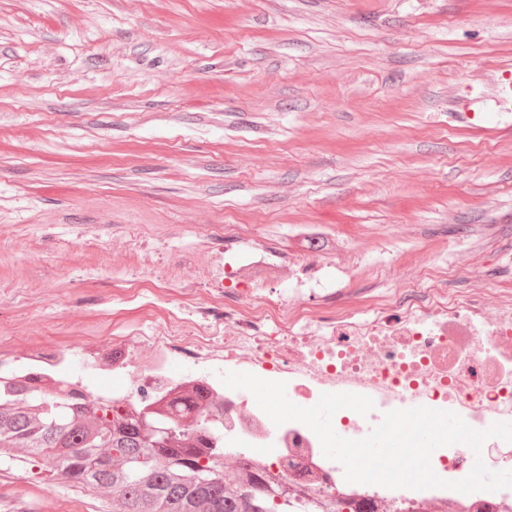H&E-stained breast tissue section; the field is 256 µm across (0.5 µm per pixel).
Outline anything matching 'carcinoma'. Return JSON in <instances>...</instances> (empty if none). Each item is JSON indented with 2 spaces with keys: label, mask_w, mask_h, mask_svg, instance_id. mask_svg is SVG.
I'll return each mask as SVG.
<instances>
[{
  "label": "carcinoma",
  "mask_w": 512,
  "mask_h": 512,
  "mask_svg": "<svg viewBox=\"0 0 512 512\" xmlns=\"http://www.w3.org/2000/svg\"><path fill=\"white\" fill-rule=\"evenodd\" d=\"M60 399L0 385V455L23 450L40 467L112 496L115 512H294L288 489L261 469L224 465V439L175 414L121 411L112 396L70 382Z\"/></svg>",
  "instance_id": "obj_1"
}]
</instances>
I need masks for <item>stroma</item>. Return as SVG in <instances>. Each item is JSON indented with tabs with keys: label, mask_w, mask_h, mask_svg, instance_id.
I'll return each instance as SVG.
<instances>
[{
	"label": "stroma",
	"mask_w": 512,
	"mask_h": 512,
	"mask_svg": "<svg viewBox=\"0 0 512 512\" xmlns=\"http://www.w3.org/2000/svg\"><path fill=\"white\" fill-rule=\"evenodd\" d=\"M312 232L358 312L435 262L512 290V0H0V355L111 390L78 338ZM0 512L112 499L18 450Z\"/></svg>",
	"instance_id": "stroma-1"
}]
</instances>
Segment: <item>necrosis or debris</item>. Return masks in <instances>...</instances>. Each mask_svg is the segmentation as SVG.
<instances>
[{"label": "necrosis or debris", "instance_id": "4bbe7bcc", "mask_svg": "<svg viewBox=\"0 0 512 512\" xmlns=\"http://www.w3.org/2000/svg\"><path fill=\"white\" fill-rule=\"evenodd\" d=\"M292 267L298 286L286 299H272L261 280L214 288L207 301L174 308L150 332L83 344L78 352L96 373L122 375L112 399L131 412L172 409L203 391L199 407L181 413L182 423L220 420L225 461L277 476L298 505L324 498L353 512H512L508 490L464 494L449 487L479 459L489 470L512 471V442L491 437L477 452L465 444L437 448L430 463L446 480L443 488L351 483L310 428L274 425L250 392L220 379L235 371L285 382L289 400L301 407L324 393L369 396L374 407L367 415L342 409L332 419L335 432L353 440L368 436L386 412L415 407L451 411L484 430L512 419V292L474 287L468 277L451 283L447 266L435 263L421 285L386 292L360 317L325 311L319 257ZM61 361V354L39 350L0 357V377L21 383L25 366H33L44 392L65 397L70 387L54 375Z\"/></svg>", "mask_w": 512, "mask_h": 512}]
</instances>
